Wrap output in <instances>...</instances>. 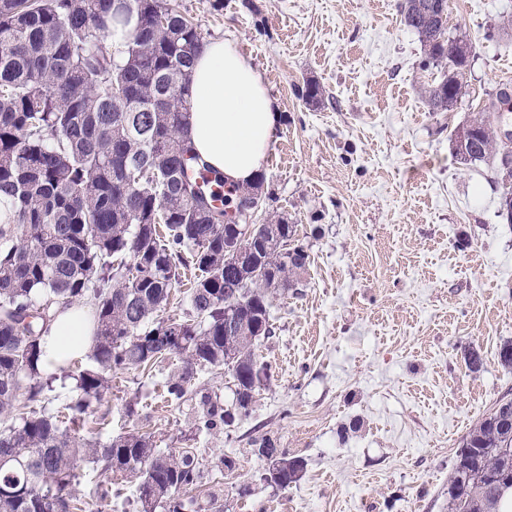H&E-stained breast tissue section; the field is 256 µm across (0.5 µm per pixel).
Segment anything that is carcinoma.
I'll list each match as a JSON object with an SVG mask.
<instances>
[{"label": "carcinoma", "instance_id": "obj_1", "mask_svg": "<svg viewBox=\"0 0 512 512\" xmlns=\"http://www.w3.org/2000/svg\"><path fill=\"white\" fill-rule=\"evenodd\" d=\"M404 24L427 50L442 79L428 89L431 111L448 112L462 97L460 77L471 45L448 33V0H399ZM125 30L119 42L102 43ZM206 43L201 27L175 0H0V512H81L71 491L83 463L134 471L140 512H223L185 493L197 487L198 460L189 450L164 451L150 437L119 435L106 444L77 438L59 420L19 405L43 390L42 335L54 306L87 294L96 301L90 366L77 375L80 395L69 409L86 413L103 399L114 370L145 368L178 355L165 382L168 401L187 396L197 367L232 376L243 414L270 379L259 362L261 341L275 335L273 298L296 288L309 254L298 225L280 216L253 225L241 259L225 272V221L255 185L212 190L224 176L199 167L184 130L191 105L190 68ZM464 164L496 175L499 214L512 224V139L498 116L482 112L457 133ZM195 271L191 310L167 311L171 291ZM233 307L235 336L224 334ZM184 345L157 342L163 325ZM201 428L235 417L218 398L201 395ZM274 465L276 486L297 482L304 461L264 436L252 440ZM512 397L498 399L462 440L448 479V512H498L506 489L495 476L512 469Z\"/></svg>", "mask_w": 512, "mask_h": 512}]
</instances>
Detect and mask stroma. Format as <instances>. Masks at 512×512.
Segmentation results:
<instances>
[{
    "instance_id": "stroma-1",
    "label": "stroma",
    "mask_w": 512,
    "mask_h": 512,
    "mask_svg": "<svg viewBox=\"0 0 512 512\" xmlns=\"http://www.w3.org/2000/svg\"><path fill=\"white\" fill-rule=\"evenodd\" d=\"M213 2L179 0L208 39L235 44L276 100L267 208L298 224L309 254L257 349L272 377L248 417L202 431L197 401L231 399L229 376L203 368L185 401L170 404L163 386L180 365L171 355L113 371L102 401L67 428L103 443L137 431L192 451L195 496L216 494L224 512H448L461 441L512 394V367L498 357L512 341V225L498 215L491 170L453 152L457 129L512 78V37L497 30L512 0H448V30L473 56L452 112L427 106L440 71L425 65L398 0ZM309 80L323 90L319 105L299 94ZM471 349L480 370L465 362ZM88 365L76 359L45 385L36 410L65 412ZM258 436L304 460L297 483L262 480ZM227 454L237 470L218 468ZM94 469L72 486L85 512H137L135 478Z\"/></svg>"
}]
</instances>
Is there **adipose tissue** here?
Masks as SVG:
<instances>
[{
	"mask_svg": "<svg viewBox=\"0 0 512 512\" xmlns=\"http://www.w3.org/2000/svg\"><path fill=\"white\" fill-rule=\"evenodd\" d=\"M192 102L185 135L201 161L230 185L260 175L278 125L279 111L263 77L232 42L214 40L191 72ZM90 305L59 306L43 337L48 372L88 353L95 325Z\"/></svg>",
	"mask_w": 512,
	"mask_h": 512,
	"instance_id": "ef3b65f1",
	"label": "adipose tissue"
}]
</instances>
